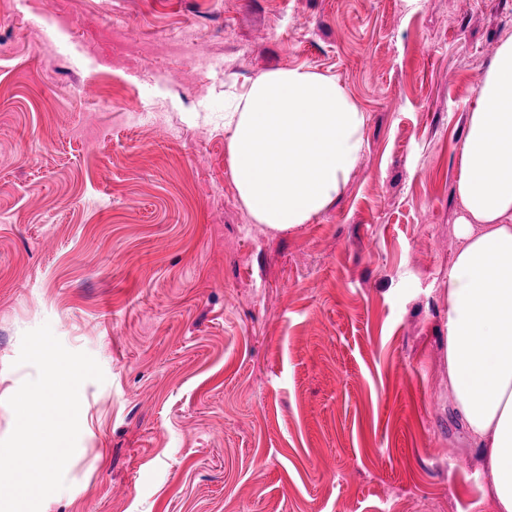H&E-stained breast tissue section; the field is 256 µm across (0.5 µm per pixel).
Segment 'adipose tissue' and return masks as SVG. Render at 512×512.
I'll list each match as a JSON object with an SVG mask.
<instances>
[{
    "label": "adipose tissue",
    "mask_w": 512,
    "mask_h": 512,
    "mask_svg": "<svg viewBox=\"0 0 512 512\" xmlns=\"http://www.w3.org/2000/svg\"><path fill=\"white\" fill-rule=\"evenodd\" d=\"M364 124L336 77L296 67L249 83L225 111L224 130L250 216L284 231L324 211L361 160ZM457 193L466 216L448 267V382L485 494L494 512H512V38L469 116Z\"/></svg>",
    "instance_id": "adipose-tissue-1"
}]
</instances>
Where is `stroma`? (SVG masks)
Returning a JSON list of instances; mask_svg holds the SVG:
<instances>
[{
  "instance_id": "obj_1",
  "label": "stroma",
  "mask_w": 512,
  "mask_h": 512,
  "mask_svg": "<svg viewBox=\"0 0 512 512\" xmlns=\"http://www.w3.org/2000/svg\"><path fill=\"white\" fill-rule=\"evenodd\" d=\"M187 27L192 51L160 50ZM510 37L512 0H0V439L24 332L105 375L41 512H490L445 288ZM299 66L340 80L365 150L274 231L239 199L224 96Z\"/></svg>"
}]
</instances>
